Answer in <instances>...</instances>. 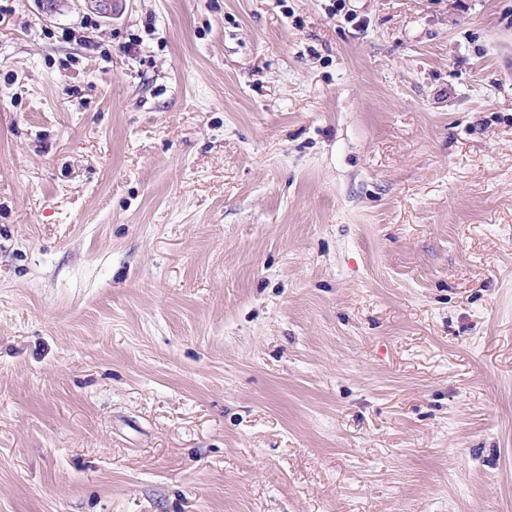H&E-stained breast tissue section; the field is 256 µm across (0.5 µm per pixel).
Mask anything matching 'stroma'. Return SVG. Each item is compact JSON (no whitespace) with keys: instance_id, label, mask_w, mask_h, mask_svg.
Instances as JSON below:
<instances>
[{"instance_id":"obj_1","label":"stroma","mask_w":512,"mask_h":512,"mask_svg":"<svg viewBox=\"0 0 512 512\" xmlns=\"http://www.w3.org/2000/svg\"><path fill=\"white\" fill-rule=\"evenodd\" d=\"M0 512H512V0H0Z\"/></svg>"}]
</instances>
